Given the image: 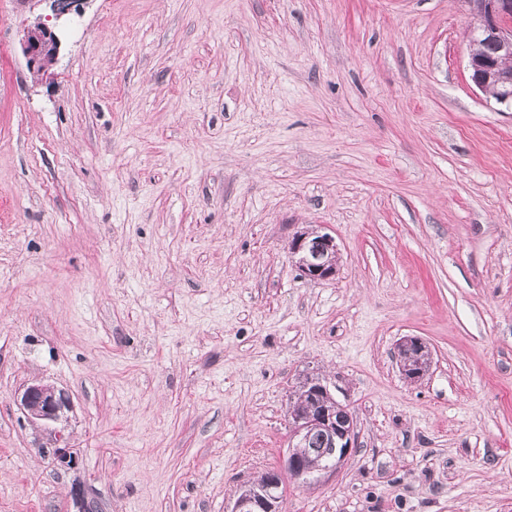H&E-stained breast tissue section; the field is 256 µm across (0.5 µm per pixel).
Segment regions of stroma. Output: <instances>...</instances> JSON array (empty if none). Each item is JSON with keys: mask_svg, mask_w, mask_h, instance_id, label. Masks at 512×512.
<instances>
[{"mask_svg": "<svg viewBox=\"0 0 512 512\" xmlns=\"http://www.w3.org/2000/svg\"><path fill=\"white\" fill-rule=\"evenodd\" d=\"M49 13L0 0V512H230L307 376L357 446L278 512H512V107L462 0H85L42 75ZM61 39L55 30L49 29L36 17L22 38V50L30 68L48 74L49 67L59 56ZM301 276L310 280H324L336 274L338 248L336 239L328 232H300L289 244ZM396 351V360L401 374L409 380L419 379L423 371L415 368L421 365H411L407 359L413 351L418 355L425 354V358H429L431 350L426 342L417 336H406L397 343ZM16 402L32 424L53 430L67 419L72 408L67 391L42 382H33L20 389Z\"/></svg>", "mask_w": 512, "mask_h": 512, "instance_id": "obj_1", "label": "stroma"}]
</instances>
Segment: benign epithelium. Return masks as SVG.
Masks as SVG:
<instances>
[{
	"label": "benign epithelium",
	"instance_id": "obj_1",
	"mask_svg": "<svg viewBox=\"0 0 512 512\" xmlns=\"http://www.w3.org/2000/svg\"><path fill=\"white\" fill-rule=\"evenodd\" d=\"M468 6L475 23L470 34L481 32L492 38L502 57L479 56L472 52L468 58V69L473 84L482 91L491 87L499 89L501 102L512 100V0H461ZM80 0H51V7L60 26H70L80 15ZM61 39L56 31L35 18L22 38V50L29 67L48 73L49 67L59 56ZM301 276L310 280H324L336 274L338 248L336 238L328 232H300L289 244ZM427 354L429 346L417 336H406L396 345V360L401 374L415 380L423 371L408 362L412 352ZM299 392L310 397L316 407L299 413L289 405L290 436L288 449L283 456L281 471L289 477L309 484L323 475L340 468L356 447L354 424L351 415L336 418V412L346 410L337 402L330 389L319 378H307L298 386ZM16 402L29 421L45 429L56 426L67 419L72 408L67 391L42 382H33L16 394ZM324 430V445L321 448H305L314 429ZM54 461L71 468L75 456L68 446L51 449ZM280 481L267 479L244 488L234 501L230 512H273L276 492Z\"/></svg>",
	"mask_w": 512,
	"mask_h": 512
}]
</instances>
